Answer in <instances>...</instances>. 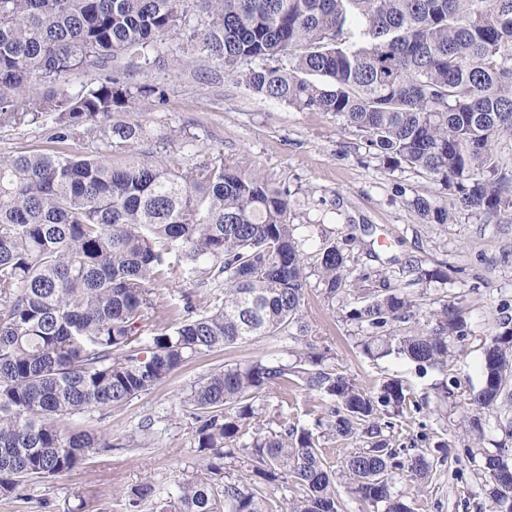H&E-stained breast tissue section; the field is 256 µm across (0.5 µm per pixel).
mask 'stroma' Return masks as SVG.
<instances>
[{"mask_svg": "<svg viewBox=\"0 0 512 512\" xmlns=\"http://www.w3.org/2000/svg\"><path fill=\"white\" fill-rule=\"evenodd\" d=\"M135 80L163 86L165 102L145 97L133 116L154 129H173L193 135V144L170 143L169 162L185 167L224 156L242 172L259 174L275 188L287 191L294 223L313 236L306 246L310 288L303 309L310 339L327 349L336 365L365 389L396 376L411 382L415 399L424 400L399 437L400 453L413 455V438L427 434L431 441L454 443L446 463L439 466L426 492L413 482L397 479L395 490L415 512H489L482 480L464 448L472 442L471 412L463 398L445 399L435 385L440 371L418 376L413 365L391 356L373 360L357 343L362 333L343 321L340 303L324 298L318 286L316 242L359 241L350 253L354 276L384 273L392 284L408 286L421 310L455 301L465 307L472 336L454 358L451 371L466 387H479L482 345L495 331L501 305L512 307V223H497L459 212L445 224H425L415 215V195L438 193L424 175L391 169L376 158L364 134L322 112L299 111L266 99L244 84L226 79L224 69L176 73L164 66L140 70ZM52 117L0 130V156L45 146ZM444 264L453 267L451 281L411 283L408 265ZM156 314L167 318L185 301L204 306L203 289L169 275L155 283ZM275 344L259 339L194 358L173 376L120 410L84 416L88 429L111 438L114 450L93 455L81 467L60 478L27 486L24 499L0 498V512H122L124 493L145 479L173 478L204 466L205 458L192 436L194 421L182 399L203 375L227 364L243 363L273 351ZM261 401L268 419L314 424L319 400L303 390H272ZM151 419L157 440L148 448L128 444L142 419Z\"/></svg>", "mask_w": 512, "mask_h": 512, "instance_id": "35a3bbf8", "label": "stroma"}]
</instances>
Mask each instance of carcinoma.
<instances>
[{
  "instance_id": "1",
  "label": "carcinoma",
  "mask_w": 512,
  "mask_h": 512,
  "mask_svg": "<svg viewBox=\"0 0 512 512\" xmlns=\"http://www.w3.org/2000/svg\"><path fill=\"white\" fill-rule=\"evenodd\" d=\"M191 11L206 16L203 28H186ZM184 28L194 54L171 59L173 71L217 62L260 96L341 118L388 167L440 183L448 195L412 200L422 221L446 224L457 211L512 221V169L492 151L512 137V0H0V127L55 120L54 146L0 159L1 498L114 448L74 417L122 409L196 356L308 335L305 240L288 192L222 157L175 169L138 150L172 134L113 121L165 91L112 62L153 66ZM75 72L95 78L73 92L38 90ZM82 132L92 150L77 153L67 142ZM355 241L324 242L317 256L323 295L353 297L345 318L366 333L362 352L423 374L449 367L471 336L464 310L450 302L428 311L426 328L399 331L416 303L383 276L360 290L348 266ZM170 272L206 289L209 304L188 301L145 336L151 285ZM411 272L420 284L456 269ZM291 356L226 365L197 383L187 403L204 472L170 490L145 480L125 495L126 512H340L327 448L336 442L354 448L341 473L372 512H414L394 476L427 484L434 462L403 459L392 444L397 424L420 411L410 383L368 391L307 339ZM480 372L477 389L450 374L441 390L479 410L512 399V316L484 344ZM290 387L316 393L328 435L257 423L262 394ZM471 429L465 452L479 460L491 512H512L509 449L483 446L480 419ZM155 440L141 422L136 444ZM237 462L250 477L234 476ZM283 484L298 496L276 498L270 489Z\"/></svg>"
}]
</instances>
